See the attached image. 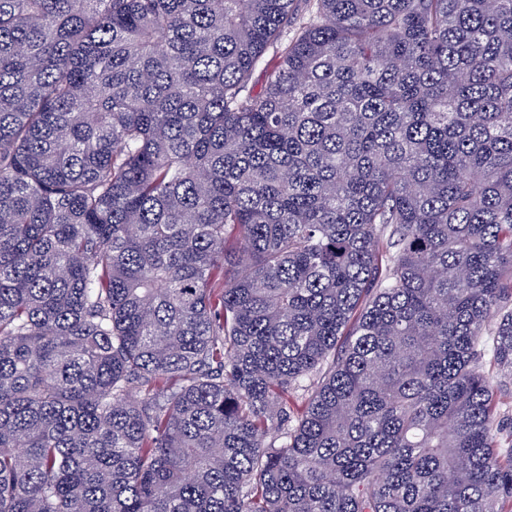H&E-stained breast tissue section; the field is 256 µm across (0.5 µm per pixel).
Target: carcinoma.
Segmentation results:
<instances>
[{"label": "carcinoma", "mask_w": 512, "mask_h": 512, "mask_svg": "<svg viewBox=\"0 0 512 512\" xmlns=\"http://www.w3.org/2000/svg\"><path fill=\"white\" fill-rule=\"evenodd\" d=\"M293 3L0 0V512H512V0Z\"/></svg>", "instance_id": "cac0c4a2"}]
</instances>
